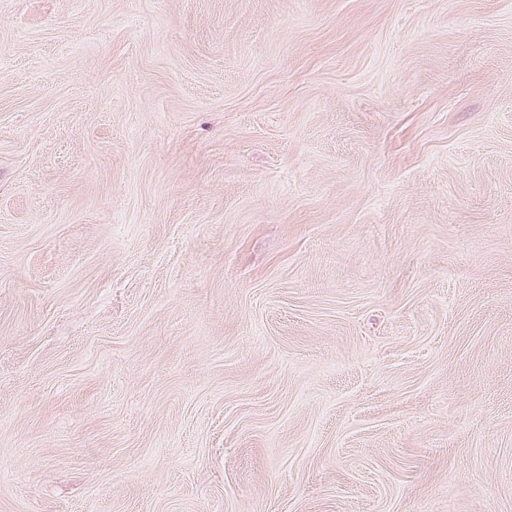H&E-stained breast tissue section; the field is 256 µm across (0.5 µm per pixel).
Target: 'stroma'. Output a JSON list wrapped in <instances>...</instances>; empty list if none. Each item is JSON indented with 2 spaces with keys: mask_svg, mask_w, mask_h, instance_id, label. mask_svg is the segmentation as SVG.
Wrapping results in <instances>:
<instances>
[{
  "mask_svg": "<svg viewBox=\"0 0 512 512\" xmlns=\"http://www.w3.org/2000/svg\"><path fill=\"white\" fill-rule=\"evenodd\" d=\"M0 512H512V0H0Z\"/></svg>",
  "mask_w": 512,
  "mask_h": 512,
  "instance_id": "35a3bbf8",
  "label": "stroma"
}]
</instances>
